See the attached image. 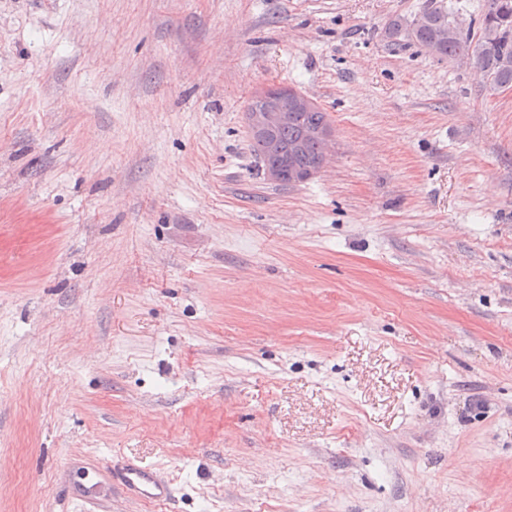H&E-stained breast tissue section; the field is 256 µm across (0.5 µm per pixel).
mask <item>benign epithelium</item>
I'll return each instance as SVG.
<instances>
[{"mask_svg":"<svg viewBox=\"0 0 512 512\" xmlns=\"http://www.w3.org/2000/svg\"><path fill=\"white\" fill-rule=\"evenodd\" d=\"M254 98L258 107L246 113V119L252 134L264 140L262 160L266 177L274 182L296 185L319 172L328 159L333 141V127L329 122L303 127L301 140L291 145L276 134L278 129L301 120L303 113L314 111L317 104L304 94L281 87L265 88L256 92ZM308 140L320 143L322 155L311 165H293L290 156L299 153L301 143Z\"/></svg>","mask_w":512,"mask_h":512,"instance_id":"obj_1","label":"benign epithelium"}]
</instances>
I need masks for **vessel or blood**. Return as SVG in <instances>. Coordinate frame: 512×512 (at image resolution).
<instances>
[{
    "mask_svg": "<svg viewBox=\"0 0 512 512\" xmlns=\"http://www.w3.org/2000/svg\"><path fill=\"white\" fill-rule=\"evenodd\" d=\"M90 471V477L78 485L76 492L78 502L85 505L99 504L104 487L115 483L139 500L161 502L173 495L170 484L157 471L131 462L108 469L94 465Z\"/></svg>",
    "mask_w": 512,
    "mask_h": 512,
    "instance_id": "1",
    "label": "vessel or blood"
}]
</instances>
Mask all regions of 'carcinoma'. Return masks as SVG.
Wrapping results in <instances>:
<instances>
[{
  "label": "carcinoma",
  "mask_w": 512,
  "mask_h": 512,
  "mask_svg": "<svg viewBox=\"0 0 512 512\" xmlns=\"http://www.w3.org/2000/svg\"><path fill=\"white\" fill-rule=\"evenodd\" d=\"M457 21L448 6L440 3L403 24L395 19L389 29L395 36L406 33L422 48L438 45V56L465 57L488 73L492 87L512 85V0H486L475 34L456 33Z\"/></svg>",
  "instance_id": "carcinoma-1"
}]
</instances>
